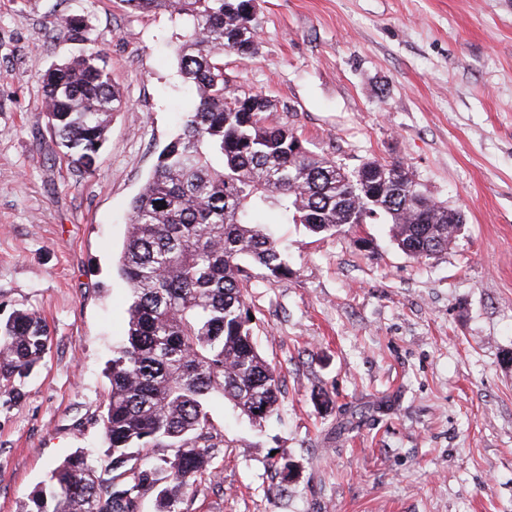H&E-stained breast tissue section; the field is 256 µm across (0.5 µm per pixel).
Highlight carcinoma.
Instances as JSON below:
<instances>
[{
	"mask_svg": "<svg viewBox=\"0 0 512 512\" xmlns=\"http://www.w3.org/2000/svg\"><path fill=\"white\" fill-rule=\"evenodd\" d=\"M121 2L179 20L177 57L194 102L131 206L118 265L130 304L107 364L101 418L111 468L95 470L77 450L51 468L22 512H140L152 491L157 512H176L179 494L211 464V402L221 397L258 425L277 411L280 385L253 340L245 297L250 267L267 278L288 275L274 224H301L315 234L388 224L400 250L427 259L448 250L463 222L458 211L457 223H449L442 203L417 201L401 162L349 170L268 123L261 94L227 90L224 53L248 58L255 51L250 0ZM54 28L86 49L45 71L41 109L68 165L90 175L112 113L125 101L84 20L65 18ZM49 344L35 311L18 308L0 319V379L29 375ZM144 448L171 455L157 463Z\"/></svg>",
	"mask_w": 512,
	"mask_h": 512,
	"instance_id": "cac0c4a2",
	"label": "carcinoma"
}]
</instances>
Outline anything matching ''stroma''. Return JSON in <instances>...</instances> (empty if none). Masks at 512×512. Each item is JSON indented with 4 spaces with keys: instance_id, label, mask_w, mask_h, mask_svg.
<instances>
[{
    "instance_id": "stroma-1",
    "label": "stroma",
    "mask_w": 512,
    "mask_h": 512,
    "mask_svg": "<svg viewBox=\"0 0 512 512\" xmlns=\"http://www.w3.org/2000/svg\"><path fill=\"white\" fill-rule=\"evenodd\" d=\"M256 7V53L224 56L230 86L261 93L269 121L315 155L404 162L465 222L426 260L386 224L279 225L291 273L252 269L245 295L280 416L257 428L216 400L212 466L177 512H512V0ZM72 15L127 102L84 177L60 160L38 95L77 51L51 30ZM182 36L169 13L120 0H0V318L29 307L51 333L32 372L0 386V512H20L76 449L110 463L98 419L126 317L116 264L131 203L189 108Z\"/></svg>"
}]
</instances>
